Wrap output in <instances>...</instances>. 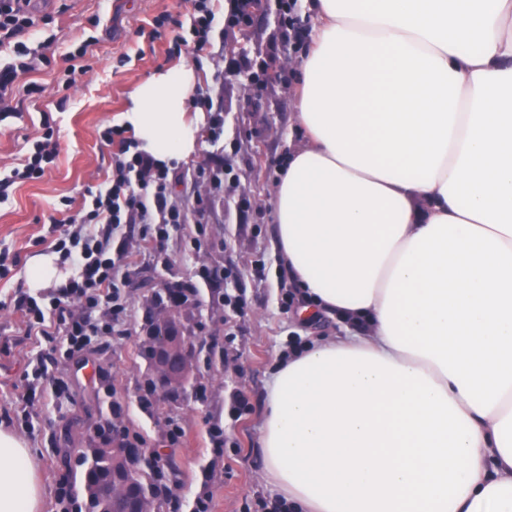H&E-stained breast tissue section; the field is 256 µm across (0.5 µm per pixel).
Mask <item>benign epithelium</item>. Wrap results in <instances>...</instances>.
Here are the masks:
<instances>
[{"label":"benign epithelium","mask_w":512,"mask_h":512,"mask_svg":"<svg viewBox=\"0 0 512 512\" xmlns=\"http://www.w3.org/2000/svg\"><path fill=\"white\" fill-rule=\"evenodd\" d=\"M175 304L160 305L149 328L148 361L151 367L150 387L153 393L176 397L186 393L193 378V348L181 328L171 325ZM122 468L112 484H132L146 467L149 453L144 448L119 446L116 448Z\"/></svg>","instance_id":"benign-epithelium-1"}]
</instances>
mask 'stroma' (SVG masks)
<instances>
[{
	"instance_id": "1",
	"label": "stroma",
	"mask_w": 512,
	"mask_h": 512,
	"mask_svg": "<svg viewBox=\"0 0 512 512\" xmlns=\"http://www.w3.org/2000/svg\"><path fill=\"white\" fill-rule=\"evenodd\" d=\"M264 14L230 28L216 23L212 44L199 58L170 53L167 39L150 40L154 19L169 14L185 19L184 0H32L39 23L37 39L54 37L49 66L20 76L17 117L0 121V171L24 154L27 139L44 133L49 115L58 143L55 163L39 180L7 187L0 203V252L17 261L0 280V427L13 431L31 448L43 489L41 512H56L60 486L79 489L84 471L80 451L111 447L114 424L129 440L161 457L174 500L159 499L155 512H191L195 499L211 496L212 512H247V505L279 499L261 478L258 446L266 385L277 361L293 342L334 336L335 318L298 320L297 304L286 301L290 289L281 261L275 226L266 201L289 148L301 137L292 129V100L299 46L308 44L312 18L297 4L295 42H282L281 0H266ZM88 42L83 69L68 75L63 57L69 46ZM276 64L279 80L253 85L246 69ZM192 64L202 73L201 90L220 104L224 115V159L232 165L223 193H213L196 177L210 167L214 149L201 150L171 168L179 176L169 201L186 215L185 224L153 248H144L140 227H120L113 247L137 257L122 294L126 311L119 332L96 337L90 349L60 360L54 376L66 399L40 400L24 410L16 400L30 351L18 328L21 296L28 294L27 262L48 253L44 237L57 210L75 215L88 188L112 172L115 150L101 138L126 108L132 88L157 71ZM36 84L35 94L24 88ZM187 288L176 310L194 345L195 375L177 399L152 397L143 403L149 366L140 351L146 338V311L154 295ZM241 296L243 313L225 305ZM244 394L245 413L233 398ZM185 435L171 443V425ZM224 429V452L209 444L212 426ZM115 430V431H116Z\"/></svg>"
}]
</instances>
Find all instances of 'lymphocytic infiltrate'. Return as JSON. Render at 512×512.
<instances>
[{
	"label": "lymphocytic infiltrate",
	"instance_id": "f902f5d3",
	"mask_svg": "<svg viewBox=\"0 0 512 512\" xmlns=\"http://www.w3.org/2000/svg\"><path fill=\"white\" fill-rule=\"evenodd\" d=\"M30 0H0V117L15 116L13 85L20 75L49 64V41L28 47L23 38L37 24L28 10ZM213 0H187V21L159 18L150 32L158 39L163 28L173 30L171 47L198 54L210 44L214 29ZM105 142L117 149L112 173L97 187L87 189L78 225L68 228L54 220L49 243L74 273L64 286L47 291L48 306L32 296H23L20 329L35 347L29 356L20 401L34 404L38 395L58 392L59 385L49 371L58 355L71 358L87 351L94 337L111 333L120 324L124 310L120 285L132 255L112 246V231L123 224H139L141 239L150 245L166 239L171 226L184 223L185 215L169 206L168 168L152 156L138 151L136 140L126 128L115 125L102 132ZM58 155L52 132L31 141L18 166L10 169L0 183L11 185L44 176Z\"/></svg>",
	"mask_w": 512,
	"mask_h": 512
}]
</instances>
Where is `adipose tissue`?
<instances>
[{
  "label": "adipose tissue",
  "mask_w": 512,
  "mask_h": 512,
  "mask_svg": "<svg viewBox=\"0 0 512 512\" xmlns=\"http://www.w3.org/2000/svg\"><path fill=\"white\" fill-rule=\"evenodd\" d=\"M302 136L268 206L300 316L259 430L292 512H512V0H305ZM201 74L137 84L139 151L195 155ZM0 428V512H40Z\"/></svg>",
  "instance_id": "adipose-tissue-1"
}]
</instances>
